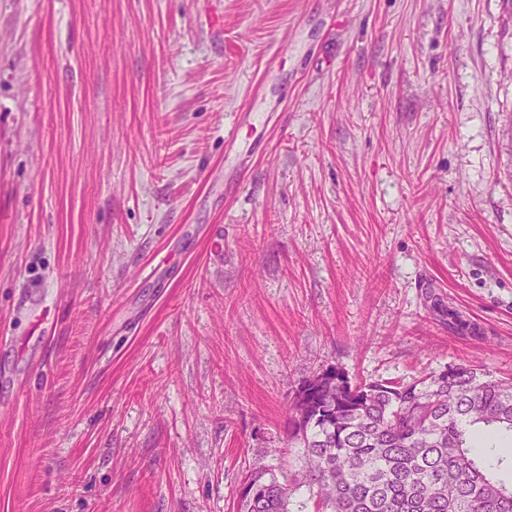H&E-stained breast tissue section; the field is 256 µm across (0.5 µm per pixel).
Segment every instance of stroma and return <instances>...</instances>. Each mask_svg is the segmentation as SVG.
Here are the masks:
<instances>
[{"label":"stroma","instance_id":"35a3bbf8","mask_svg":"<svg viewBox=\"0 0 512 512\" xmlns=\"http://www.w3.org/2000/svg\"><path fill=\"white\" fill-rule=\"evenodd\" d=\"M511 111L500 0H0V512H237L326 367L512 376Z\"/></svg>","mask_w":512,"mask_h":512}]
</instances>
